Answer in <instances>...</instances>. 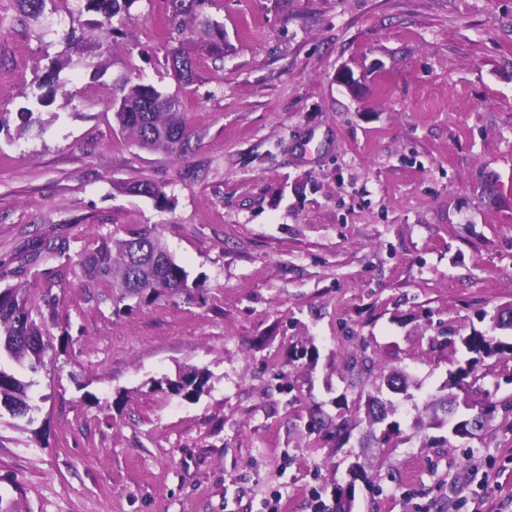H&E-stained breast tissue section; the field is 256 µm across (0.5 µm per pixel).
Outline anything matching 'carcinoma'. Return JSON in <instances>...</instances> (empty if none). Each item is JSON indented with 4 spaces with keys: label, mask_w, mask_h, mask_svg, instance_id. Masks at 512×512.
<instances>
[{
    "label": "carcinoma",
    "mask_w": 512,
    "mask_h": 512,
    "mask_svg": "<svg viewBox=\"0 0 512 512\" xmlns=\"http://www.w3.org/2000/svg\"><path fill=\"white\" fill-rule=\"evenodd\" d=\"M15 14L10 19L13 28H28L30 22L38 19L46 8L48 0H14ZM135 0H86V9L97 14L98 18L87 24L88 30L80 32L72 29L64 34L67 48L94 40L104 45L112 39L116 28L112 19L128 10ZM211 0H170L171 24L178 34H189L186 42L194 49L217 59L224 57V26L213 20L205 11ZM71 59L64 53L53 62L44 83L49 86L47 93L37 98V103L47 106L53 102L56 93L65 87L59 81L60 72L70 65ZM173 77L181 87L196 81V60L179 47L172 52ZM115 123L122 136L140 149L162 151L177 157L191 154L202 138V133L193 129L186 117L184 102L177 96L164 95L154 86L134 82L124 77L113 85L107 101ZM131 191L151 198L161 207L168 199L162 188L152 181H142L131 187ZM64 243L54 239H38L32 253L33 259L53 257L64 252ZM83 287L88 290L91 300L102 303L112 301L115 312L131 309L125 304L129 299L137 300V305H152L162 298L182 295L194 299L188 284L186 270L176 261L164 244L157 226L141 224L125 231V237L103 238L98 246L84 253L78 260ZM54 307L53 300L43 297L41 303L31 300L30 295L14 288L0 289V350L20 365H25L33 373L45 365V358L55 351L53 340L37 322L33 314L41 312V306ZM512 329V310L505 313L496 311L490 315V326L481 331L474 329L461 337V344L470 353L463 361H456V367L449 372L448 387L468 391L470 381H478L480 366L484 359L492 356L512 355V343L504 342L495 332ZM344 369L349 386L356 388L365 379L373 376L378 380L376 394L368 396L364 407L340 420L325 418L318 413L311 417V430L326 439H339L348 433L349 428L362 422L367 425L364 436L366 443L377 441L387 444L401 434V424L395 419L397 407L390 399L381 398L383 390L394 394L410 396L412 385L409 377L394 368L380 367L368 356L351 355L345 359ZM208 376L193 370L178 375L175 379L166 378L156 383L158 390L194 400L204 392ZM31 382H24L14 374L0 367V406H5L14 416L23 418L31 411L29 390ZM457 395H434L426 404L432 413L431 425L448 426L455 437L467 438L475 434L474 425L484 429L493 419L494 410L482 409L476 413L458 412ZM354 481L334 485V506L326 512H353L356 485L355 481L370 482L364 466L354 463Z\"/></svg>",
    "instance_id": "1"
}]
</instances>
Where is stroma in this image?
I'll return each mask as SVG.
<instances>
[{"label":"stroma","mask_w":512,"mask_h":512,"mask_svg":"<svg viewBox=\"0 0 512 512\" xmlns=\"http://www.w3.org/2000/svg\"><path fill=\"white\" fill-rule=\"evenodd\" d=\"M13 12L0 0L12 111L92 18L83 0H50L24 32ZM170 13L135 0L108 51H73L39 125L0 132V272L55 297L58 341L38 372L4 363L31 382L34 421L0 412V512H314L313 488L330 501L360 456L372 482L353 512H512V359L486 358L469 391L497 406L481 436L413 429L467 357L430 339L512 305V0H213L228 50L198 56L184 90L166 63ZM122 76L180 93L203 133L192 154L114 132ZM143 180L166 206L125 192ZM140 224L159 227L195 298L118 315L89 300L76 262ZM38 238L66 254L29 262ZM362 349L413 380L401 438L308 451L310 409L355 400L341 353ZM188 369L209 375L199 400L152 389Z\"/></svg>","instance_id":"1"}]
</instances>
